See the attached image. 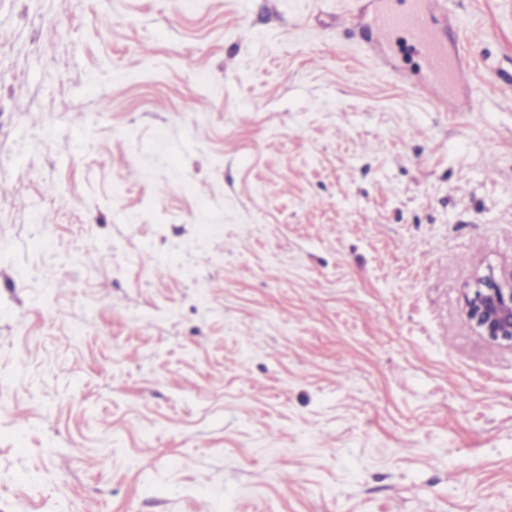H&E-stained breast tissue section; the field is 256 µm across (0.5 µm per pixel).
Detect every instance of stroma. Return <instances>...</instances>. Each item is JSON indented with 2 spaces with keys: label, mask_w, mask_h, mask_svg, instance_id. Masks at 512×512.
Wrapping results in <instances>:
<instances>
[{
  "label": "stroma",
  "mask_w": 512,
  "mask_h": 512,
  "mask_svg": "<svg viewBox=\"0 0 512 512\" xmlns=\"http://www.w3.org/2000/svg\"><path fill=\"white\" fill-rule=\"evenodd\" d=\"M383 2L0 0V512H512V0ZM375 28L376 34L385 39L396 31H405L427 53L430 72L428 80L435 86V102L445 108L448 105L450 112L454 101L448 95L447 51L440 33L427 16L412 8L403 11H387L380 17ZM466 305L468 318L481 336L512 347L511 283L498 281L490 270L477 277Z\"/></svg>",
  "instance_id": "stroma-1"
}]
</instances>
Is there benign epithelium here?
Here are the masks:
<instances>
[{
  "label": "benign epithelium",
  "mask_w": 512,
  "mask_h": 512,
  "mask_svg": "<svg viewBox=\"0 0 512 512\" xmlns=\"http://www.w3.org/2000/svg\"><path fill=\"white\" fill-rule=\"evenodd\" d=\"M467 315L475 330L491 341L512 347V284L493 272L477 277L467 296Z\"/></svg>",
  "instance_id": "7a95c632"
}]
</instances>
